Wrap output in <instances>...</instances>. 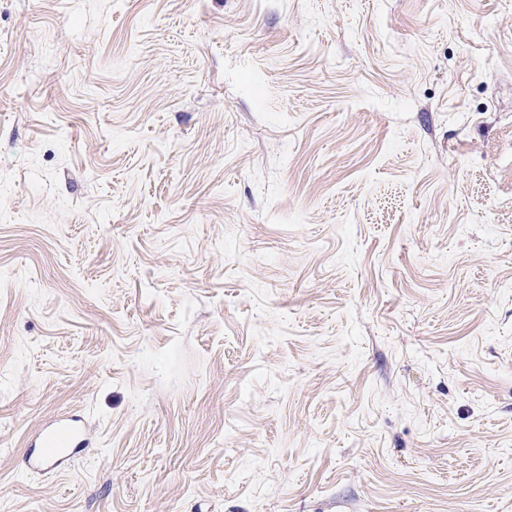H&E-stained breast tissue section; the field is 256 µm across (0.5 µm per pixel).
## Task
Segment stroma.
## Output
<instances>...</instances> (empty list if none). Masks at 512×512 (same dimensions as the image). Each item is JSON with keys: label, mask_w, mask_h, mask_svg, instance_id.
I'll return each mask as SVG.
<instances>
[{"label": "stroma", "mask_w": 512, "mask_h": 512, "mask_svg": "<svg viewBox=\"0 0 512 512\" xmlns=\"http://www.w3.org/2000/svg\"><path fill=\"white\" fill-rule=\"evenodd\" d=\"M0 512H512V0H0ZM78 422L77 419L62 420L42 433L33 458L35 467L51 470L64 466L70 460L71 449L84 439V431Z\"/></svg>", "instance_id": "obj_1"}]
</instances>
